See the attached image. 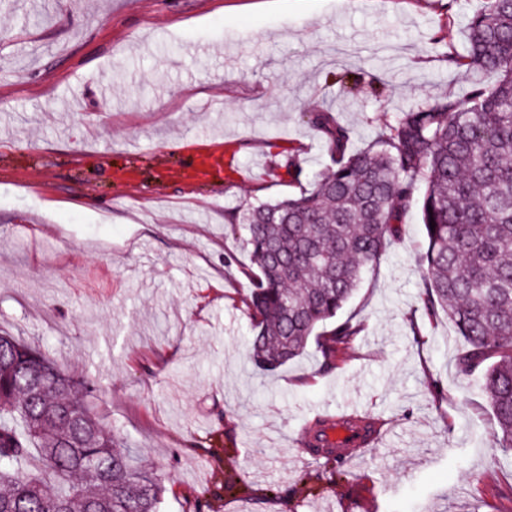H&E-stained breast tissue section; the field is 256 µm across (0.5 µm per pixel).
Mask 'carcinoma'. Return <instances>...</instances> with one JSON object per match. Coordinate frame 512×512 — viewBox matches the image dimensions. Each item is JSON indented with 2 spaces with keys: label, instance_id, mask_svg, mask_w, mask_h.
Here are the masks:
<instances>
[{
  "label": "carcinoma",
  "instance_id": "carcinoma-1",
  "mask_svg": "<svg viewBox=\"0 0 512 512\" xmlns=\"http://www.w3.org/2000/svg\"><path fill=\"white\" fill-rule=\"evenodd\" d=\"M459 68L499 73L463 97H433L396 112L372 144L328 109L309 114L334 166L298 196L246 203L236 220L257 269L247 298L249 358L274 372L310 338L327 366L363 331L336 320L397 240L419 184L427 248L421 300L448 315L493 412L496 444L512 450V0H485L465 24ZM435 228H430V222ZM92 378L61 373L40 350L0 334V512H159L162 479L121 448L89 403ZM335 424L317 419L305 447L334 454Z\"/></svg>",
  "mask_w": 512,
  "mask_h": 512
}]
</instances>
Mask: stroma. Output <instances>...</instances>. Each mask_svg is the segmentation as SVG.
I'll return each instance as SVG.
<instances>
[{"label":"stroma","instance_id":"obj_1","mask_svg":"<svg viewBox=\"0 0 512 512\" xmlns=\"http://www.w3.org/2000/svg\"><path fill=\"white\" fill-rule=\"evenodd\" d=\"M484 0H0V331L91 377L100 422L163 479L160 512H512V456L444 312L422 306L418 207L345 307L324 367L247 357L244 231L228 216L331 163L330 108L366 147L398 110L493 72L456 67ZM365 75L360 92L333 72ZM110 86V100L97 91ZM224 139V178L170 143ZM382 424L343 476L315 419Z\"/></svg>","mask_w":512,"mask_h":512}]
</instances>
